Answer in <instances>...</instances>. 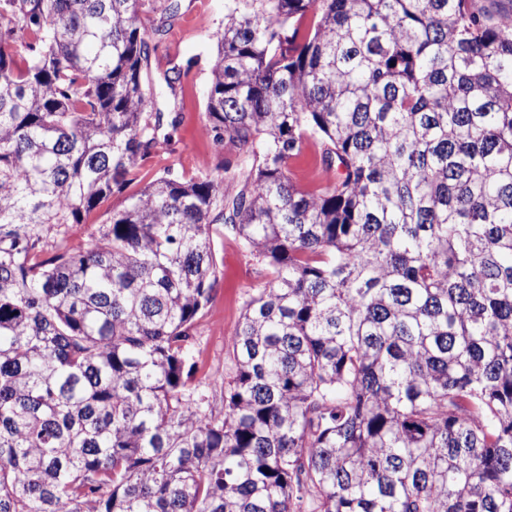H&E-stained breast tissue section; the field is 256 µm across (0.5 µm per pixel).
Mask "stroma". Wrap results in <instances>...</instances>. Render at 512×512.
<instances>
[{"label":"stroma","mask_w":512,"mask_h":512,"mask_svg":"<svg viewBox=\"0 0 512 512\" xmlns=\"http://www.w3.org/2000/svg\"><path fill=\"white\" fill-rule=\"evenodd\" d=\"M223 24L224 0H182L180 18L151 50L144 77L158 91H165V77L172 68L185 71L177 90L180 122L143 163L133 188L165 170L188 178L214 170L220 159H234V151L217 146L206 128L205 97L216 54L215 34ZM213 242L217 289L195 324L190 359L197 385L232 373V336L243 300L267 280L263 264L248 255L233 236L217 228Z\"/></svg>","instance_id":"1"}]
</instances>
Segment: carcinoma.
I'll return each instance as SVG.
<instances>
[{"label":"carcinoma","mask_w":512,"mask_h":512,"mask_svg":"<svg viewBox=\"0 0 512 512\" xmlns=\"http://www.w3.org/2000/svg\"><path fill=\"white\" fill-rule=\"evenodd\" d=\"M179 10L0 0V512H512V0H225L205 110L245 165L74 251L176 126L143 66ZM215 225L271 279L206 395ZM317 148L309 144L303 153L291 163L292 177L301 185H313L315 182L325 180V173L316 166Z\"/></svg>","instance_id":"cac0c4a2"}]
</instances>
